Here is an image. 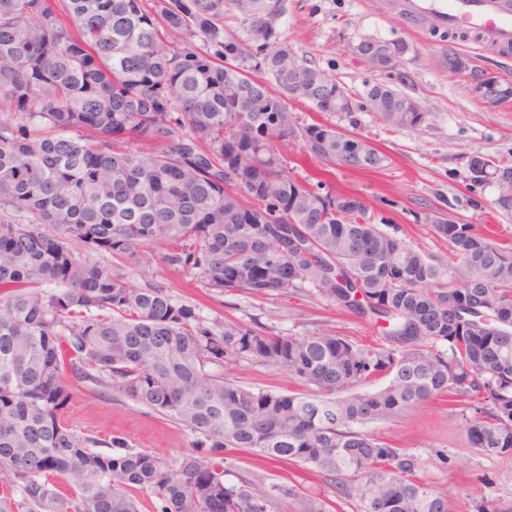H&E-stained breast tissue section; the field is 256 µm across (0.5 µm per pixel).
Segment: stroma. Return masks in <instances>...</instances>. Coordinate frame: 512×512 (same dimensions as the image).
<instances>
[{"label":"stroma","mask_w":512,"mask_h":512,"mask_svg":"<svg viewBox=\"0 0 512 512\" xmlns=\"http://www.w3.org/2000/svg\"><path fill=\"white\" fill-rule=\"evenodd\" d=\"M278 30L299 56L342 83L354 102L353 116L326 115L305 101L290 99L288 111L302 126L329 122L357 134L382 152L386 161L375 170H356L304 155L301 144L288 148V173L299 181H323L326 188L361 198L373 218H385L399 237L413 242L436 259L448 255L434 236L427 215L444 212L473 224L492 240L512 247V211L496 200L495 177L473 184L469 162L481 155L494 166H512V101L489 106L473 98L465 74L449 71L446 57L456 51L493 76L512 81V55L498 52L486 41H451L419 28L401 16L394 0H288ZM364 38L404 40L411 47L401 69L411 77L406 93L421 100L431 116L417 131L395 130L366 100L374 72L350 51ZM164 244L149 245L138 264L125 267L136 286L156 282L178 300L195 304L210 321L261 325L271 333L331 329L364 342L378 339L377 325L339 310L312 292L277 298H255L237 291L224 293L203 287L162 262ZM226 378L284 395L303 392V385L286 370L255 360H229ZM468 399L439 400L409 408L400 416L368 424L367 429L392 445L416 454L422 468L417 477L434 492L448 496L453 512H477L484 501L512 505V458L486 456L470 448L462 411ZM64 420L80 435L101 440L122 437L130 448L151 452L167 461L195 449L196 437L119 393H92L89 385L72 389ZM296 494L323 501L325 512H362L358 497L341 493L338 476L309 465H270L256 457L229 450L224 454V480L243 484L253 474Z\"/></svg>","instance_id":"1"}]
</instances>
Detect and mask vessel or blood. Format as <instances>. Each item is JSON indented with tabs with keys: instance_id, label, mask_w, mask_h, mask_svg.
I'll list each match as a JSON object with an SVG mask.
<instances>
[{
	"instance_id": "b4317fda",
	"label": "vessel or blood",
	"mask_w": 512,
	"mask_h": 512,
	"mask_svg": "<svg viewBox=\"0 0 512 512\" xmlns=\"http://www.w3.org/2000/svg\"><path fill=\"white\" fill-rule=\"evenodd\" d=\"M400 7L420 26H461L512 49V0H401Z\"/></svg>"
}]
</instances>
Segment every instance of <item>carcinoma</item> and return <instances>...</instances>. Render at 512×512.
Returning a JSON list of instances; mask_svg holds the SVG:
<instances>
[{
    "label": "carcinoma",
    "instance_id": "carcinoma-1",
    "mask_svg": "<svg viewBox=\"0 0 512 512\" xmlns=\"http://www.w3.org/2000/svg\"><path fill=\"white\" fill-rule=\"evenodd\" d=\"M286 0H0V474L26 512H268L292 490L224 482L231 448L352 482L363 512H451L416 480L420 459L358 429L443 395L477 400L469 445L512 457V248L472 224H431L437 261L371 221L361 199L288 175L284 149L362 170L386 156L287 112L288 70L319 112L352 116L345 87L299 58L277 26ZM235 16L242 34L224 28ZM186 39L172 48L162 32ZM383 63L411 51L365 39ZM264 78L258 82L229 67ZM389 80L366 99L407 96ZM135 148L118 151V143ZM120 262L165 242V264L206 288L259 298L312 291L383 336L278 334L204 319L160 285L83 259ZM57 291L48 293L44 285ZM258 359L309 387L283 395L224 378ZM373 391L360 387L376 380ZM113 390L200 436L170 465L96 449L61 420L70 381Z\"/></svg>",
    "mask_w": 512,
    "mask_h": 512
}]
</instances>
